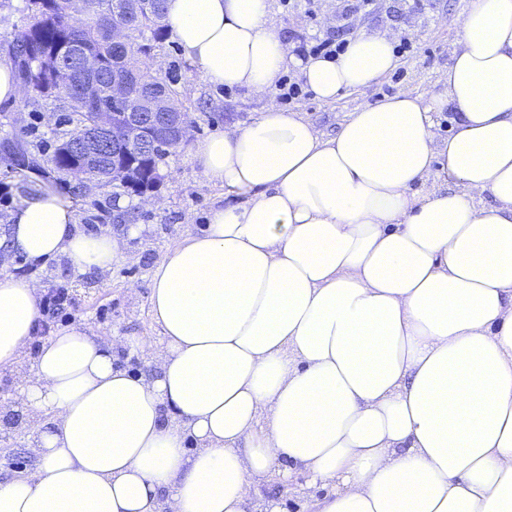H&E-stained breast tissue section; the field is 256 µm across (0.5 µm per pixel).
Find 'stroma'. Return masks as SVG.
<instances>
[{"label": "stroma", "instance_id": "1", "mask_svg": "<svg viewBox=\"0 0 512 512\" xmlns=\"http://www.w3.org/2000/svg\"><path fill=\"white\" fill-rule=\"evenodd\" d=\"M347 0H270L269 22L292 45L322 38L331 26L341 25ZM355 12L351 36L375 33L392 42L409 39L410 52L399 55L397 67L373 87L341 92L325 103L307 95L288 103L324 135H334L343 119L356 109L399 93L431 96L448 87V66L457 41L456 19L468 0H348ZM152 68L178 81L180 99L190 127L188 144L160 165L162 178L146 196L127 195L118 207L111 188L79 186L59 175L50 158L60 129V111L35 104L33 94L15 103L0 104V230L9 222L20 194L34 186L54 187L75 209L77 226L94 224L111 228L123 239L124 255L106 271H75L66 260L31 264L22 257L9 258L7 271L31 274L41 289L65 286L76 309L72 325H86L110 336H145L159 340L148 305L151 276L171 242L201 231L212 208L224 195L222 188L205 181L192 162L193 144L229 127L250 123L275 100L274 93L256 94L244 87L206 83L197 67L186 62L173 39H165L152 52ZM26 154L27 166L16 162ZM136 236H127L129 226ZM21 377L0 374V402L13 412L0 418V479L17 474L33 463L28 450L30 432L20 427L25 412L19 406ZM332 488L312 481L289 466L278 468L260 485L254 503L260 512L275 501L281 512H315V503Z\"/></svg>", "mask_w": 512, "mask_h": 512}]
</instances>
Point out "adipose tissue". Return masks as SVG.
I'll return each instance as SVG.
<instances>
[{"label": "adipose tissue", "instance_id": "1", "mask_svg": "<svg viewBox=\"0 0 512 512\" xmlns=\"http://www.w3.org/2000/svg\"><path fill=\"white\" fill-rule=\"evenodd\" d=\"M165 8L214 85L262 94L293 66L330 103L397 65L368 33L297 57L268 0ZM457 29L444 93L364 106L328 137L271 104L196 142L226 202L153 271L160 341L73 327L29 356L41 287L0 272V371L24 370L36 432L0 512H254L283 458L335 485L316 512H512V0H470ZM0 249L81 272L122 256L46 187ZM122 346L149 372L115 367Z\"/></svg>", "mask_w": 512, "mask_h": 512}]
</instances>
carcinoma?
<instances>
[{"instance_id":"carcinoma-1","label":"carcinoma","mask_w":512,"mask_h":512,"mask_svg":"<svg viewBox=\"0 0 512 512\" xmlns=\"http://www.w3.org/2000/svg\"><path fill=\"white\" fill-rule=\"evenodd\" d=\"M137 2L118 0V8L115 9L113 0H27L29 22L18 31L9 46V54L19 75L26 74L25 60L39 54L51 56L57 52L65 53L70 45L75 44L91 48L103 57L104 72L102 78L98 79V103L106 105L110 102L107 88L114 70L144 87L163 90L178 97L175 81L151 72L147 65L156 44L168 34L164 0H155L154 9L149 12L137 9ZM117 23L128 30V39L123 45L112 44L111 29ZM30 79L35 101L62 105V109L68 112L65 122H77L84 126L97 122L96 106L78 109L71 105L72 100L82 92L84 77L69 65L44 70L30 76ZM56 136L57 145L51 162L57 172L65 175L70 165L80 157L63 152L65 132H58ZM182 145L181 140L162 138L158 147H148L132 157L126 174L112 165V152L108 150L99 159L90 162V178L101 187L147 192L161 179L159 164L171 151Z\"/></svg>"}]
</instances>
